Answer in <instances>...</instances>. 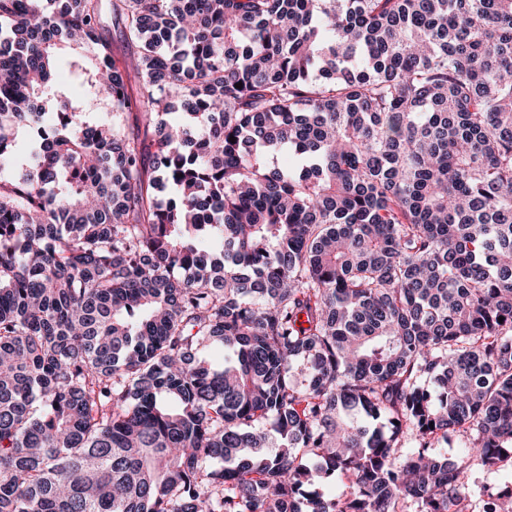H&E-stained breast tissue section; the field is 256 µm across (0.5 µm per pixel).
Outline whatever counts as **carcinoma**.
Here are the masks:
<instances>
[{"instance_id":"cac0c4a2","label":"carcinoma","mask_w":512,"mask_h":512,"mask_svg":"<svg viewBox=\"0 0 512 512\" xmlns=\"http://www.w3.org/2000/svg\"><path fill=\"white\" fill-rule=\"evenodd\" d=\"M506 461L512 0H0V512H465ZM107 36L112 43V57L118 63L127 61L136 52V47L129 43L117 27H112V19L107 18ZM500 468H474L468 474L469 497L466 501L469 512H479L478 506L491 490L512 484V464H501Z\"/></svg>"}]
</instances>
